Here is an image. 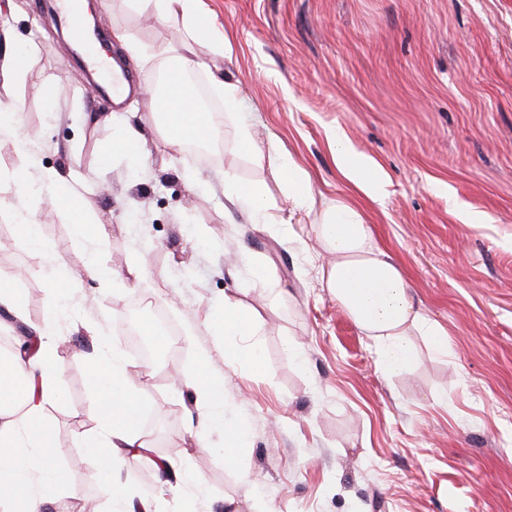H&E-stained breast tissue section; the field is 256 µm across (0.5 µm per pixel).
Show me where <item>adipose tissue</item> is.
<instances>
[{
	"label": "adipose tissue",
	"instance_id": "adipose-tissue-1",
	"mask_svg": "<svg viewBox=\"0 0 512 512\" xmlns=\"http://www.w3.org/2000/svg\"><path fill=\"white\" fill-rule=\"evenodd\" d=\"M140 13L157 19H181L186 36L180 45L179 65L173 76L190 70L197 56L195 47L208 45L223 52L224 43L216 39L213 23L201 0H130ZM135 64L145 72L142 83L145 94L151 95L158 111L164 112L169 131L168 143L181 146L184 140L212 142L219 136L213 121L197 124L193 102L180 99L173 90L155 93L152 72L167 65L164 52L146 54L125 34H118ZM213 92L224 103L226 118L237 120L236 141L240 149L255 158L275 157V142L260 145L251 125L238 121L241 108L237 84L215 80ZM20 108L12 95L0 96V137L11 140L17 158V172L22 180L33 181L50 204H57L56 193L61 184H68L67 197L82 203L90 188L86 181L72 173L37 169L30 140L19 134ZM336 165L343 176L360 192L372 194L378 185V170L369 159L353 155L349 144L337 142ZM282 193L288 205L281 224H291L297 213L315 214L314 233L325 255L317 269L322 287L347 312L355 325L378 350L382 370L392 373L409 368L414 360L412 337H427L431 351L448 352V331L431 319L408 293L401 269L387 252L376 246L362 210L355 204L337 200L336 204L318 202L308 176L296 164L279 172ZM224 198L244 213L250 223L264 226L269 222V199L260 182H242L233 175L224 177ZM256 327L252 318L235 297L224 299V334L226 349L251 367H259L260 358L251 349L235 347L234 337L252 336ZM94 381L104 392V401L95 412L99 426L82 435L80 442L97 457L104 471L123 467L128 461H142L144 443L137 432L140 421L139 387L129 374V365L120 352L101 354L91 360ZM12 374L0 380V512H46L47 506L58 504L56 490L60 475L53 464V450L58 432L46 414V408L58 395V371L51 348L42 343L33 354H13ZM195 402L205 427L224 432L225 463L239 464L238 447L243 430L224 423V384L202 375L192 379Z\"/></svg>",
	"mask_w": 512,
	"mask_h": 512
}]
</instances>
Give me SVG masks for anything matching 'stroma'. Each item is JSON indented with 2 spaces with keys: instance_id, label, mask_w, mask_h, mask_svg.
Masks as SVG:
<instances>
[{
  "instance_id": "obj_1",
  "label": "stroma",
  "mask_w": 512,
  "mask_h": 512,
  "mask_svg": "<svg viewBox=\"0 0 512 512\" xmlns=\"http://www.w3.org/2000/svg\"><path fill=\"white\" fill-rule=\"evenodd\" d=\"M227 40L223 55L198 47L201 77L242 90L241 118L311 178L323 200L360 203L378 245L402 268L427 315L448 330V353L420 350L402 373L382 372L373 341L313 275V219L289 226L234 224L224 176L266 182L270 214L282 204L268 160L234 143L223 123L218 160L170 147L154 103L90 93L80 63L42 0H17L13 24L29 33L33 79L10 92L38 165L97 176L85 238L70 215L43 223L55 261L31 257L23 226L0 213L8 250L0 275L33 317L48 321L60 375L47 413L60 441L64 512H134L156 493L158 512H512V0H203ZM98 18L149 51L176 47L181 20L157 21L129 0H99ZM65 87L55 98L40 81ZM145 138L121 146L123 116ZM375 162L381 184L358 194L336 166V140ZM111 269L103 282L90 263ZM144 269L143 280L129 275ZM266 275L265 299L253 266ZM79 290H72V281ZM64 311L51 313L56 296ZM257 325L244 337L262 372L226 357L216 328L224 298ZM138 328L181 378L141 380L139 433L165 475L133 463L104 472L80 434L94 430L101 399L89 359L124 346L131 300ZM164 309L174 333H155ZM224 384V418L244 430L241 468L224 464V436L200 428L196 364ZM190 466L205 492H175ZM125 498L114 503L113 490Z\"/></svg>"
}]
</instances>
